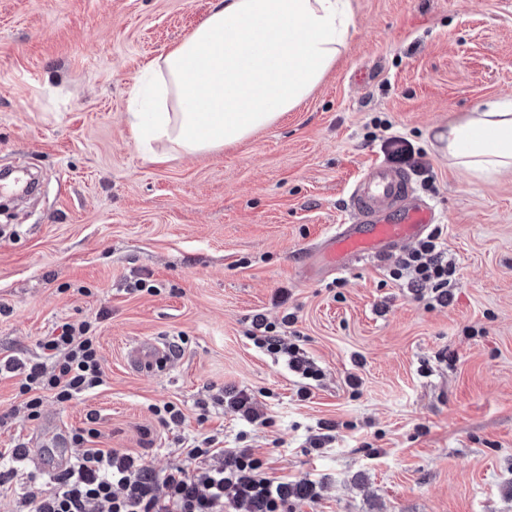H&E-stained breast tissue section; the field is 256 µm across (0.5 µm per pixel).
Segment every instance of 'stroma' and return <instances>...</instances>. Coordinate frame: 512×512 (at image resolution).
Masks as SVG:
<instances>
[{"label":"stroma","instance_id":"obj_1","mask_svg":"<svg viewBox=\"0 0 512 512\" xmlns=\"http://www.w3.org/2000/svg\"><path fill=\"white\" fill-rule=\"evenodd\" d=\"M211 4L0 0V166L40 174L0 213V359L41 357L43 336L88 320L106 380L64 406L45 398L32 421L0 376V451H35L18 467L0 458L11 473L0 512L48 488L90 411L91 447L141 454L159 472L183 462L182 436L250 445L269 476L315 483L291 512H512V174L474 181L434 138L512 97V0H351L346 49L295 111L218 151L146 153L129 120L134 80ZM392 131L422 152L414 182L448 228L457 272L445 306L389 278L395 252L342 273L339 288L304 273ZM138 278L153 292H128ZM287 310L324 373L304 400L245 335L254 314ZM146 339L179 344L166 372L130 367ZM232 388L257 396L269 426L226 407L199 421L197 400ZM166 402L182 425L151 413ZM321 422L336 423V440L315 451Z\"/></svg>","mask_w":512,"mask_h":512}]
</instances>
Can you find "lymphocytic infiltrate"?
<instances>
[{
  "mask_svg": "<svg viewBox=\"0 0 512 512\" xmlns=\"http://www.w3.org/2000/svg\"><path fill=\"white\" fill-rule=\"evenodd\" d=\"M455 273L443 229L437 226L398 259L389 276L414 292L429 290L430 302L444 306ZM295 320L291 312L277 323L257 314L248 335L255 347L283 360L301 379L298 393L305 397L322 371L299 344L285 340L284 330ZM41 349L42 360L0 363L6 372L21 373L18 394L31 420L41 417L45 395L64 405L104 383L90 322L63 324L59 334L42 341ZM97 422V414H87L85 427L69 439L81 455L55 473L46 490L23 498L21 512H290L287 478L269 477L252 449L225 448L215 436L193 435L182 441L184 462L159 472L138 455L89 447V439L98 434Z\"/></svg>",
  "mask_w": 512,
  "mask_h": 512,
  "instance_id": "lymphocytic-infiltrate-1",
  "label": "lymphocytic infiltrate"
}]
</instances>
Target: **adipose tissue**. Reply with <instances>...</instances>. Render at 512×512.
Here are the masks:
<instances>
[{
    "label": "adipose tissue",
    "instance_id": "obj_1",
    "mask_svg": "<svg viewBox=\"0 0 512 512\" xmlns=\"http://www.w3.org/2000/svg\"><path fill=\"white\" fill-rule=\"evenodd\" d=\"M350 25V0H213L196 29L138 77L130 114L137 143L199 153L248 139L311 95ZM435 138L454 167L494 181L512 172V100L465 113Z\"/></svg>",
    "mask_w": 512,
    "mask_h": 512
}]
</instances>
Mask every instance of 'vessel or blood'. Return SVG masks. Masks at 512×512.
Instances as JSON below:
<instances>
[{"mask_svg":"<svg viewBox=\"0 0 512 512\" xmlns=\"http://www.w3.org/2000/svg\"><path fill=\"white\" fill-rule=\"evenodd\" d=\"M349 205L352 221L331 226L315 247L331 272L416 241L437 221L434 206L417 194L410 174L383 162L370 165L356 182ZM168 362L166 344L157 341L136 346L129 359L134 369L150 373Z\"/></svg>","mask_w":512,"mask_h":512,"instance_id":"1","label":"vessel or blood"}]
</instances>
